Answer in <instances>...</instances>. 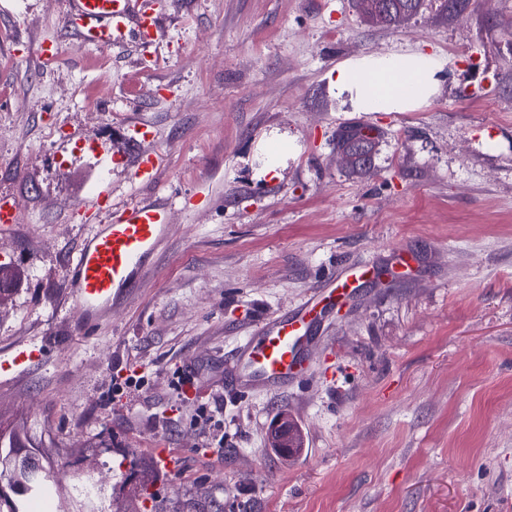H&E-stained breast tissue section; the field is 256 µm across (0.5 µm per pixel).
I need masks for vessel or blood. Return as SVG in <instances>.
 Listing matches in <instances>:
<instances>
[{"instance_id":"vessel-or-blood-1","label":"vessel or blood","mask_w":512,"mask_h":512,"mask_svg":"<svg viewBox=\"0 0 512 512\" xmlns=\"http://www.w3.org/2000/svg\"><path fill=\"white\" fill-rule=\"evenodd\" d=\"M69 0L65 22L80 41L109 47L135 35L151 39L155 0ZM153 151L141 154L136 178L153 182L162 166ZM165 211L144 202L124 209L112 223L99 226L85 237L66 266L75 305L86 322H94L111 310L130 288L141 285L140 273L166 232ZM339 292L326 288L302 303L292 315L264 319L251 336L245 337L231 356L224 372L226 390L247 393L279 387L303 375L306 352L317 343L314 325L335 305ZM30 343L15 346L0 360V375L7 377L27 369L40 356Z\"/></svg>"}]
</instances>
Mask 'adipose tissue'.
Wrapping results in <instances>:
<instances>
[{
	"label": "adipose tissue",
	"mask_w": 512,
	"mask_h": 512,
	"mask_svg": "<svg viewBox=\"0 0 512 512\" xmlns=\"http://www.w3.org/2000/svg\"><path fill=\"white\" fill-rule=\"evenodd\" d=\"M444 61L413 52L365 55L345 60L328 75L337 102L353 112H409L417 109L440 86Z\"/></svg>",
	"instance_id": "adipose-tissue-1"
}]
</instances>
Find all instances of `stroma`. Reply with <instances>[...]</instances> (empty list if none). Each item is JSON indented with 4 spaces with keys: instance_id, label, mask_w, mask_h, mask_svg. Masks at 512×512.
I'll list each match as a JSON object with an SVG mask.
<instances>
[{
    "instance_id": "obj_1",
    "label": "stroma",
    "mask_w": 512,
    "mask_h": 512,
    "mask_svg": "<svg viewBox=\"0 0 512 512\" xmlns=\"http://www.w3.org/2000/svg\"><path fill=\"white\" fill-rule=\"evenodd\" d=\"M67 0H0V456L32 446L46 512H512V0H422L396 26L354 0H158L150 48L79 42ZM45 39L58 60L26 50ZM445 59L412 112H349L337 63ZM382 139L364 177L336 133ZM106 146V153L95 150ZM160 151L155 182L134 177ZM107 189L87 207L93 187ZM139 202L168 232L143 285L85 325L65 266L92 225ZM349 282L299 383L235 395L224 360L265 317ZM144 383L113 394L117 377ZM220 408L224 436L198 422ZM300 454L268 445L280 413ZM36 440L13 437L19 425ZM175 449V468L155 456ZM43 353H45L44 346L36 348L27 342L15 346L11 354L0 361V375L8 377L27 369Z\"/></svg>"
}]
</instances>
